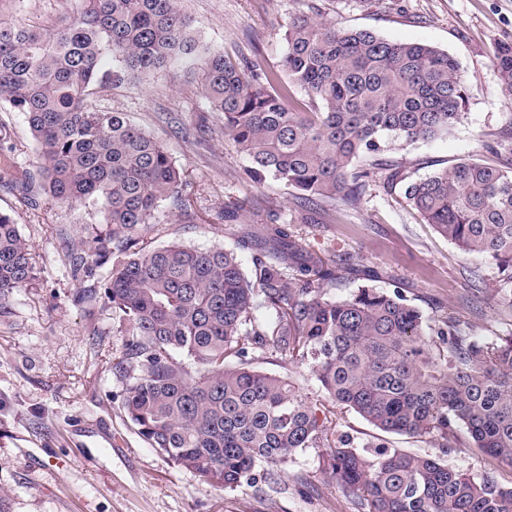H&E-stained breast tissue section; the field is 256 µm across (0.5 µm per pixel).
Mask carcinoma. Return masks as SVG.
<instances>
[{"mask_svg":"<svg viewBox=\"0 0 512 512\" xmlns=\"http://www.w3.org/2000/svg\"><path fill=\"white\" fill-rule=\"evenodd\" d=\"M182 0H76L48 25L0 9V111L26 116L34 169H18L0 136L3 172L24 195L92 207L100 223L82 228L89 254L72 260L90 277L115 256L101 290L83 302L112 308L123 336L112 373L121 407L139 435L176 467L214 487L252 486L307 448H328L327 469L363 512H512V334H467L460 320L432 321L399 290L361 286L331 296L338 267L302 249L287 224L246 232L236 248L155 246L161 202L182 194V168L124 112L97 107L95 88L148 80L184 66L200 80L224 137L250 162L248 178H269L300 199L360 204L371 166L396 142L433 139L462 117L466 90L457 63L425 43L369 30L338 29L309 15L290 19L278 69L256 72L217 49L199 48ZM512 95V44L494 55ZM300 89L290 96L280 74ZM487 149L499 165L468 159L410 180L404 197L466 254L493 266L512 309V120ZM370 166L357 168L360 160ZM252 254L246 272L237 251ZM36 264L13 217L0 211V318L31 288ZM270 349L306 364L327 395L309 402L286 377L253 367ZM355 412L387 434L428 437L442 449L467 447L490 467L472 473L439 455L378 444L361 453L334 437L333 409Z\"/></svg>","mask_w":512,"mask_h":512,"instance_id":"1","label":"carcinoma"}]
</instances>
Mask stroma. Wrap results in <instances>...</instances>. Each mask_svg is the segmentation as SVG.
Returning <instances> with one entry per match:
<instances>
[{
	"mask_svg": "<svg viewBox=\"0 0 512 512\" xmlns=\"http://www.w3.org/2000/svg\"><path fill=\"white\" fill-rule=\"evenodd\" d=\"M184 9L201 47L223 49L233 61L258 57L271 69L286 51L289 18L302 12L445 50L467 92L460 123L447 135L397 144L387 158L415 179L466 159L500 161L485 145L512 119V98L493 64L497 46L512 43V0H184ZM92 100L127 113L183 167L182 189L197 218L180 221L173 201L162 202L166 231L156 244L231 248L236 235L223 210H240L256 233L275 218L305 250L338 263L335 298L363 284L397 288L426 317H457L470 335L512 333L496 269L428 224L401 186L388 183L387 169H374L358 207L326 199L320 206L330 221L306 224L295 189L249 180L247 157L225 138L223 118L185 69L97 91ZM0 125L16 166L31 167L36 146L24 115L0 112ZM0 211L13 215L38 271L36 285L19 291L11 317L0 320V512H361L325 469L324 448L306 449L274 478L235 492L199 481L150 448L120 410L112 356L122 338L112 310L79 299L101 280L70 273L71 256L82 252L79 227L91 215L44 199L30 205L3 179ZM253 365L287 377L308 400L325 397L308 366L269 351L254 352Z\"/></svg>",
	"mask_w": 512,
	"mask_h": 512,
	"instance_id": "obj_1",
	"label": "stroma"
}]
</instances>
